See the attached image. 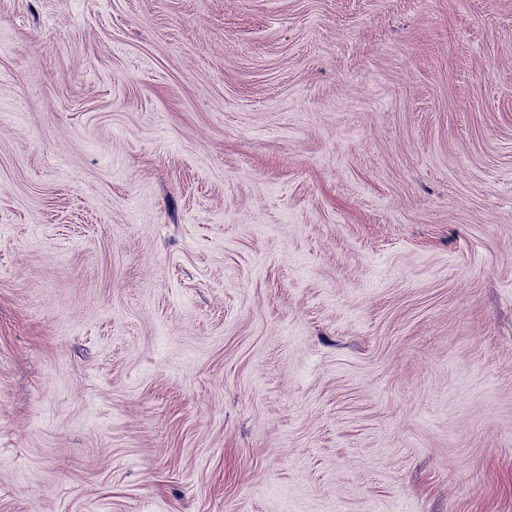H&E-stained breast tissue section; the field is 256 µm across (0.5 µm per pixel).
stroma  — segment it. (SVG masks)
<instances>
[{
    "label": "stroma",
    "mask_w": 512,
    "mask_h": 512,
    "mask_svg": "<svg viewBox=\"0 0 512 512\" xmlns=\"http://www.w3.org/2000/svg\"><path fill=\"white\" fill-rule=\"evenodd\" d=\"M0 512H512V0H0Z\"/></svg>",
    "instance_id": "1"
}]
</instances>
